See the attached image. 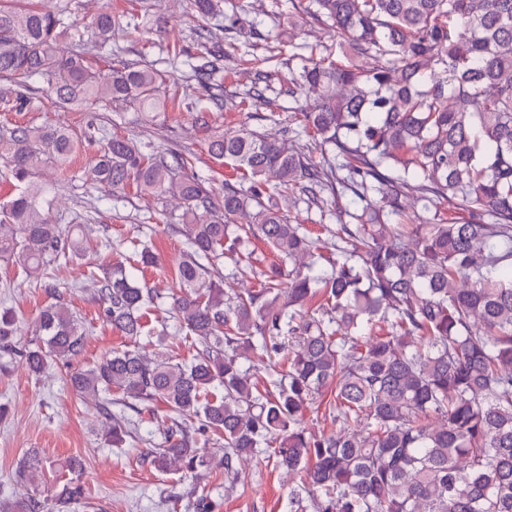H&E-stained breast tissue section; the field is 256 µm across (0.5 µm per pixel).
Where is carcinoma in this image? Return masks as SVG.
Returning <instances> with one entry per match:
<instances>
[{
  "label": "carcinoma",
  "instance_id": "obj_1",
  "mask_svg": "<svg viewBox=\"0 0 512 512\" xmlns=\"http://www.w3.org/2000/svg\"><path fill=\"white\" fill-rule=\"evenodd\" d=\"M199 51L170 57L210 90L223 86V55L212 21L223 0H191ZM330 25L346 58L310 61L290 83L317 93L302 124L319 137L321 160L243 127L216 135L209 153L240 178L217 189L191 155L162 150L98 127L97 182L117 192L183 204L181 288L168 294L173 318L195 345L189 361L140 350L143 309L161 293L141 287L124 264L102 269V318L129 343L70 372L68 386L94 398L112 443L129 437L159 471L194 475L202 445L224 444V474L266 454L304 476L293 512H512V0H307ZM122 18L105 8L91 41L112 42ZM84 33L61 13L16 10L0 0V109L46 83L59 104L108 101L159 109L161 73L118 64L102 76L80 50ZM49 125H17L0 138L16 194L0 205V260L37 276L80 259L91 244L78 224L53 220V200L32 181L43 164L81 148ZM351 195L349 222L324 256L277 198L320 206ZM423 203L420 224H400L406 202ZM452 208L467 213L462 221ZM262 239L289 271L260 273L259 288L226 294L220 260ZM134 253L156 262L151 242ZM381 334L369 335L373 326ZM16 320L0 315V351H15ZM87 330L56 301L21 350L27 370L66 365ZM272 371L259 390L242 361ZM120 412H112V406ZM343 427L315 434L311 408ZM194 417L190 432L184 420ZM20 463L25 483L41 468ZM83 487L68 481L0 512L67 510Z\"/></svg>",
  "mask_w": 512,
  "mask_h": 512
}]
</instances>
